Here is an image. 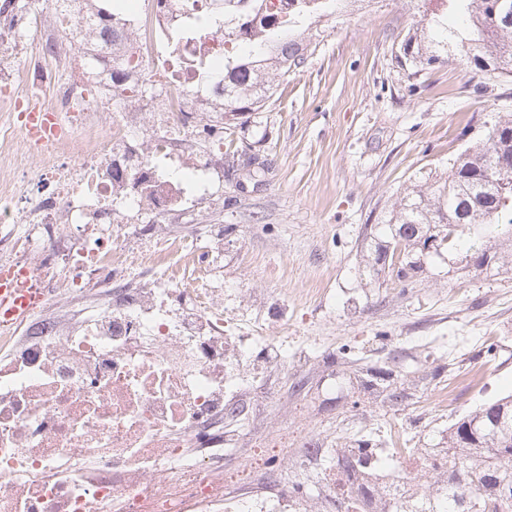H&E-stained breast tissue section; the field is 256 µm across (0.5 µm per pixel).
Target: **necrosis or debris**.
Listing matches in <instances>:
<instances>
[{
    "label": "necrosis or debris",
    "mask_w": 512,
    "mask_h": 512,
    "mask_svg": "<svg viewBox=\"0 0 512 512\" xmlns=\"http://www.w3.org/2000/svg\"><path fill=\"white\" fill-rule=\"evenodd\" d=\"M187 17L158 9L150 33L131 36L171 74L147 150L124 114L71 85L39 110L16 79L0 81L13 91L0 117V270H26L19 285L37 300L23 321L0 317V512H322L346 489L335 452L312 440L289 454L284 433L225 466L239 434L224 419L244 412L238 383L255 364L287 365L288 339L225 336L224 291L212 285L223 225L201 241L124 219L159 217L216 175L198 136L224 152L216 84L200 77L223 61L224 34L196 39ZM45 42L112 55L96 14L75 16L68 0ZM368 455L362 480L388 512L448 468L440 448ZM285 466L324 478L300 491L269 480Z\"/></svg>",
    "instance_id": "obj_1"
}]
</instances>
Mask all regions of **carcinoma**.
<instances>
[{
    "label": "carcinoma",
    "mask_w": 512,
    "mask_h": 512,
    "mask_svg": "<svg viewBox=\"0 0 512 512\" xmlns=\"http://www.w3.org/2000/svg\"><path fill=\"white\" fill-rule=\"evenodd\" d=\"M18 0L0 6V23L14 26L26 12ZM250 11L262 0H224L226 7L212 17L224 22V42L231 41L229 23L238 31L248 29L250 49L224 57V124L236 123L245 112H259L274 95L275 78H283L305 61L308 45L292 35L298 18L323 14L339 0H290L288 19H267L256 27L246 25L241 3ZM442 9L424 13L404 39L398 63L417 73L460 58L475 65L491 79L512 77V0H440ZM98 17L103 30L126 28L118 5L102 6ZM512 157V119H499L483 140L460 153L448 175L413 184L395 203L384 231L372 235L365 273L388 275L403 285L423 271V248L453 256L461 251L484 256L483 272L512 270V170L501 162ZM378 382L354 376L352 389L370 394L392 377L369 369ZM437 448L446 449L448 469L460 478L447 479V512H512V495L494 494L499 482L512 486V394L494 399L458 417L441 436ZM351 481L357 500L369 490L353 481L356 464L351 455L337 457Z\"/></svg>",
    "instance_id": "obj_1"
}]
</instances>
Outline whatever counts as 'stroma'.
Masks as SVG:
<instances>
[{"label": "stroma", "instance_id": "obj_1", "mask_svg": "<svg viewBox=\"0 0 512 512\" xmlns=\"http://www.w3.org/2000/svg\"><path fill=\"white\" fill-rule=\"evenodd\" d=\"M422 0H347L299 31L312 45L279 81L265 109L225 134L224 175L163 218L189 238L224 227V333L288 331L301 362L245 382L253 404L242 448L289 424L330 448L360 437L380 448H430L461 414L512 393V271L461 277L429 259L412 284L365 277L367 225L382 223L404 188L448 172L500 115L512 116V78L484 81L455 63L412 75L394 55ZM27 38L0 44V68L38 55L56 0H37ZM257 157L262 181L247 177ZM496 357L484 362V340ZM355 354L354 370L393 369L407 399H326L328 378ZM456 400L440 407L432 393Z\"/></svg>", "mask_w": 512, "mask_h": 512}]
</instances>
